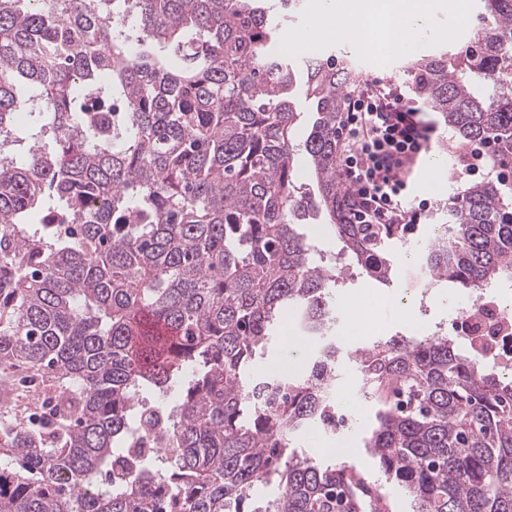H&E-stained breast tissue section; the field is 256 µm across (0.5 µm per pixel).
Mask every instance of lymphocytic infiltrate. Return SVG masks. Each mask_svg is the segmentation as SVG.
<instances>
[{
    "label": "lymphocytic infiltrate",
    "mask_w": 512,
    "mask_h": 512,
    "mask_svg": "<svg viewBox=\"0 0 512 512\" xmlns=\"http://www.w3.org/2000/svg\"><path fill=\"white\" fill-rule=\"evenodd\" d=\"M434 127L400 90L373 80L350 94L341 129L345 184L367 224H413L408 174L428 148Z\"/></svg>",
    "instance_id": "1"
}]
</instances>
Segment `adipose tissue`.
<instances>
[{
  "instance_id": "ef3b65f1",
  "label": "adipose tissue",
  "mask_w": 512,
  "mask_h": 512,
  "mask_svg": "<svg viewBox=\"0 0 512 512\" xmlns=\"http://www.w3.org/2000/svg\"><path fill=\"white\" fill-rule=\"evenodd\" d=\"M468 0H317L308 27L287 33L284 46L305 52L315 42L351 40L369 49L407 51L411 35L426 27L440 9L465 23Z\"/></svg>"
}]
</instances>
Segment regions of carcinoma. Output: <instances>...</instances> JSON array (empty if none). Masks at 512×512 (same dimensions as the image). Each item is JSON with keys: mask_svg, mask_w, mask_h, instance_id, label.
<instances>
[{"mask_svg": "<svg viewBox=\"0 0 512 512\" xmlns=\"http://www.w3.org/2000/svg\"><path fill=\"white\" fill-rule=\"evenodd\" d=\"M267 2L0 0V370L52 381L38 426L0 394V512H395L355 465L293 448L308 426L334 433L345 355L336 260L301 225L325 216L384 286L405 228L359 223L337 177L355 65L281 52ZM480 3L468 47L409 70L500 170L457 188L419 251L432 280L472 293L512 282V0ZM299 90L316 113L301 145ZM290 313L306 363L254 374ZM348 357L375 407L369 447L416 512H512V376L446 336ZM145 391L162 397L156 454L139 444Z\"/></svg>", "mask_w": 512, "mask_h": 512, "instance_id": "carcinoma-1", "label": "carcinoma"}]
</instances>
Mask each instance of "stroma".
<instances>
[{"label": "stroma", "mask_w": 512, "mask_h": 512, "mask_svg": "<svg viewBox=\"0 0 512 512\" xmlns=\"http://www.w3.org/2000/svg\"><path fill=\"white\" fill-rule=\"evenodd\" d=\"M446 30L450 39L435 38L436 30ZM471 29L457 23L451 12L437 14L430 29L419 32L411 39L406 54L383 59L367 54L357 44L344 40H327L318 44L316 51L320 54L347 55L354 58L359 65L362 81L378 79L401 88L406 97H413L414 92L407 75L409 63L417 57L437 51L456 50L465 45ZM424 117L433 122L438 130V137L432 143L423 162L409 176L413 184L412 202L428 201L429 207L421 212L415 231L406 233L400 242L398 253L401 257L394 270V288L400 297L411 299L412 314L409 318H400L397 310L381 309L376 311L377 321L384 326L386 336H421L426 328L448 324L452 317L451 305L466 302L468 294L460 288H429L428 276L415 254L424 239L429 238L434 225L439 224L441 211L448 205L456 182L453 174L458 166L455 145L457 137L448 127L440 113L425 109Z\"/></svg>", "instance_id": "35a3bbf8"}]
</instances>
